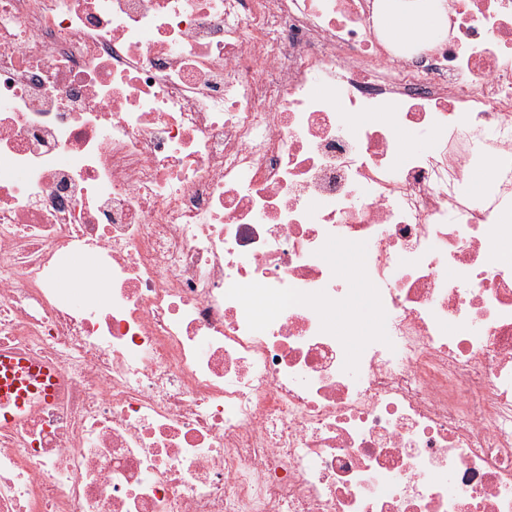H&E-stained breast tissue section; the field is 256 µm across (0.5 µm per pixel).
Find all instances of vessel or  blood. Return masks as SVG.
I'll return each mask as SVG.
<instances>
[{
	"mask_svg": "<svg viewBox=\"0 0 512 512\" xmlns=\"http://www.w3.org/2000/svg\"><path fill=\"white\" fill-rule=\"evenodd\" d=\"M55 370L24 356L0 351V428L26 417L34 396L51 397L55 391Z\"/></svg>",
	"mask_w": 512,
	"mask_h": 512,
	"instance_id": "1",
	"label": "vessel or blood"
}]
</instances>
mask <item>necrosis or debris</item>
Returning a JSON list of instances; mask_svg holds the SVG:
<instances>
[{"instance_id":"necrosis-or-debris-1","label":"necrosis or debris","mask_w":512,"mask_h":512,"mask_svg":"<svg viewBox=\"0 0 512 512\" xmlns=\"http://www.w3.org/2000/svg\"><path fill=\"white\" fill-rule=\"evenodd\" d=\"M446 5L0 0V512H512V0ZM375 7L389 18V38L397 43L434 37L441 32L443 5L439 0H379ZM41 383L36 388L28 378ZM55 369L48 364H40L24 356L0 351V428L14 425L26 417L33 406V395L50 398L55 391Z\"/></svg>"}]
</instances>
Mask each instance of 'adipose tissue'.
<instances>
[{
	"instance_id": "obj_1",
	"label": "adipose tissue",
	"mask_w": 512,
	"mask_h": 512,
	"mask_svg": "<svg viewBox=\"0 0 512 512\" xmlns=\"http://www.w3.org/2000/svg\"><path fill=\"white\" fill-rule=\"evenodd\" d=\"M376 7L387 15L388 36L394 42L416 41L441 31V0H377Z\"/></svg>"
}]
</instances>
